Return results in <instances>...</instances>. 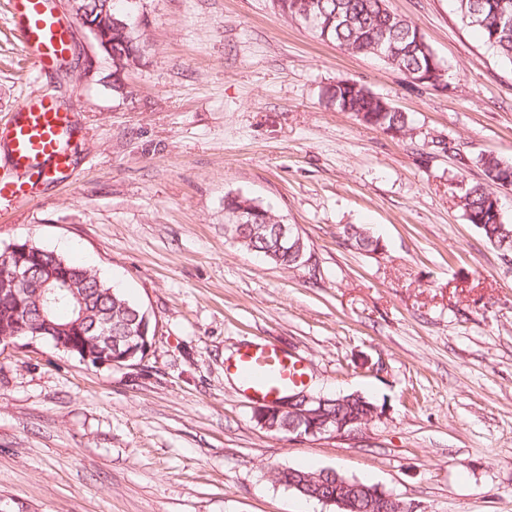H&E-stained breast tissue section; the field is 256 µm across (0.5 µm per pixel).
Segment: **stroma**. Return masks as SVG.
I'll list each match as a JSON object with an SVG mask.
<instances>
[{
  "instance_id": "obj_1",
  "label": "stroma",
  "mask_w": 512,
  "mask_h": 512,
  "mask_svg": "<svg viewBox=\"0 0 512 512\" xmlns=\"http://www.w3.org/2000/svg\"><path fill=\"white\" fill-rule=\"evenodd\" d=\"M447 71L412 83L318 39L271 0H141L146 63L124 88L76 28L40 72L0 0V122L49 89L80 114L67 175L0 203V250L31 241L100 270L156 325L131 367L38 340L0 352V512H336L272 480L333 469L418 512H512V262L464 216L479 163L512 164V64L455 0H389ZM349 79L409 119L394 136L336 110ZM269 203L309 262L235 239L224 198ZM360 224L375 252L350 245ZM263 340L304 358L310 394H361L351 437L274 433L226 364Z\"/></svg>"
}]
</instances>
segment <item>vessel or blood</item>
Masks as SVG:
<instances>
[{"label":"vessel or blood","instance_id":"1","mask_svg":"<svg viewBox=\"0 0 512 512\" xmlns=\"http://www.w3.org/2000/svg\"><path fill=\"white\" fill-rule=\"evenodd\" d=\"M14 31L25 54L41 70L55 69L65 58L73 34L72 23L49 0H16ZM78 114L44 91L22 103L8 122L0 125L10 174L0 177V200L17 204L34 200L39 185L59 178L71 168L65 149L78 130ZM240 390L256 403H271L305 386L304 361L280 347L252 342L244 345L228 365Z\"/></svg>","mask_w":512,"mask_h":512}]
</instances>
